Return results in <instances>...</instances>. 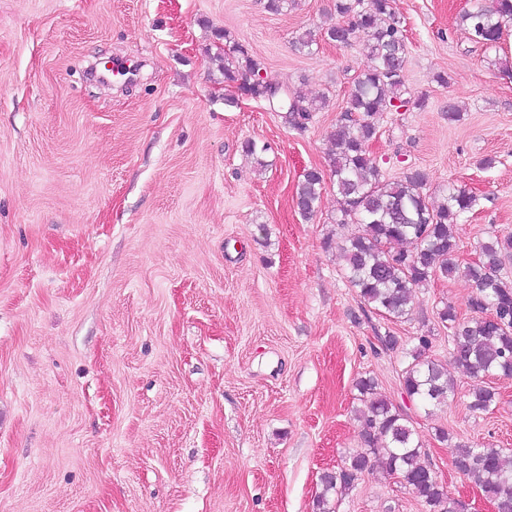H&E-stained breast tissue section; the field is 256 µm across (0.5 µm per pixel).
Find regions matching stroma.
Listing matches in <instances>:
<instances>
[{
    "label": "stroma",
    "mask_w": 512,
    "mask_h": 512,
    "mask_svg": "<svg viewBox=\"0 0 512 512\" xmlns=\"http://www.w3.org/2000/svg\"><path fill=\"white\" fill-rule=\"evenodd\" d=\"M475 2L393 0L404 104L371 144L384 177L423 171L431 201L453 181L475 193L463 262L512 233V31L474 42L459 15ZM335 19L334 0H0V512H315L323 473L360 445L362 377L466 512H488L453 459L460 443L512 453V378L484 379L496 402L470 411L439 319L447 303L470 317L473 282L429 283L390 321L344 278L358 227L337 224L333 182L311 219L293 200L328 172L370 64L359 40L297 46ZM233 42L266 81L327 95L305 130L234 96ZM422 336L455 384L430 411L401 387ZM336 512L425 510L377 465Z\"/></svg>",
    "instance_id": "stroma-1"
}]
</instances>
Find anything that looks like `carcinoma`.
<instances>
[{"instance_id": "1", "label": "carcinoma", "mask_w": 512, "mask_h": 512, "mask_svg": "<svg viewBox=\"0 0 512 512\" xmlns=\"http://www.w3.org/2000/svg\"><path fill=\"white\" fill-rule=\"evenodd\" d=\"M334 9L341 21L317 34L304 32L298 44L310 51L319 37L346 45L362 37L371 60V66L353 78L347 106L330 135L333 148L327 153L340 200L336 223L361 227L342 241L344 277L365 305L396 321L409 316L417 290L428 283L459 274L469 278L476 288L468 300L471 318L459 319L450 304L439 312L441 322L448 325L452 358L475 379L512 377V282L501 275L512 262V234L495 235L480 244V261L463 267L457 260L453 227L473 211L477 197L450 183L442 201L433 205L423 193L426 177L421 171L411 170L394 181L382 179L369 143L377 136L376 117L393 106L405 87L407 36L392 0H335ZM462 20L472 40L496 44L512 24V0H479ZM261 70V61L235 43L232 56L224 59V82H252ZM274 88L266 82L248 90L287 112L289 124L297 130L305 129L312 113L325 107L324 98L310 99L298 89L277 94ZM322 188L321 172L312 169L304 174L295 192L302 216L317 212ZM428 347V339L419 337V348L402 374V390L423 405H445L454 398L455 388L444 366L425 356ZM355 387L366 404L361 411L362 446L322 476L318 512H334L332 498L353 488L377 459L388 473L403 478L426 512H465V504L449 496L432 470L409 416L375 396L373 379L360 378ZM494 402L493 391L476 387L468 408L486 411ZM454 466L498 505L499 512H512V463L502 449L459 444Z\"/></svg>"}]
</instances>
